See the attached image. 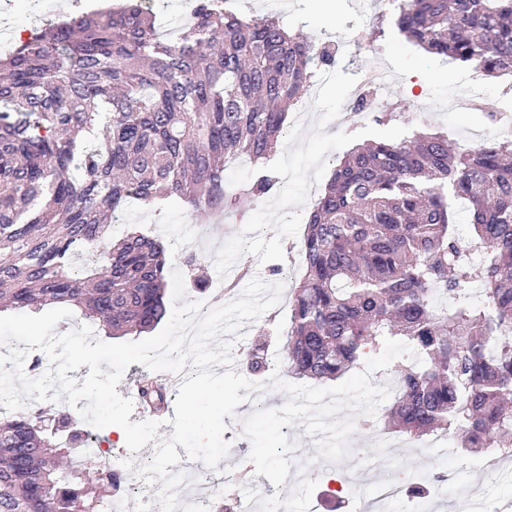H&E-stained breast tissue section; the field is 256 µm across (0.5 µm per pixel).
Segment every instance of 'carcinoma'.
Here are the masks:
<instances>
[{"label": "carcinoma", "mask_w": 512, "mask_h": 512, "mask_svg": "<svg viewBox=\"0 0 512 512\" xmlns=\"http://www.w3.org/2000/svg\"><path fill=\"white\" fill-rule=\"evenodd\" d=\"M227 0H196L174 40L141 0L49 24L0 57V310L65 304L122 337L167 315L164 245L109 219L131 201L178 198L194 213L246 219L244 199L280 185L269 164L288 112L331 45L254 18ZM400 34L429 55L487 77L512 74V0H409ZM356 145L312 204L302 277L280 323L288 373L335 381L397 337L413 348L381 415L412 438L451 429L467 455L512 445V137L458 149L444 131ZM248 156V183H226ZM468 205L463 240L455 206ZM93 254L76 270L79 251ZM483 300L471 301L474 291ZM150 408L164 386L139 383ZM45 406L0 422V512H104L109 488L74 449L94 436ZM441 474L414 477L424 498Z\"/></svg>", "instance_id": "obj_1"}]
</instances>
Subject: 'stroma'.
Segmentation results:
<instances>
[{"instance_id": "obj_1", "label": "stroma", "mask_w": 512, "mask_h": 512, "mask_svg": "<svg viewBox=\"0 0 512 512\" xmlns=\"http://www.w3.org/2000/svg\"><path fill=\"white\" fill-rule=\"evenodd\" d=\"M238 9L254 17L270 13L286 16L291 26L320 41L339 40L350 29H370L382 24L386 36L380 42L366 41L361 49L351 51L334 65L323 67L317 82L302 99V108L289 113L285 132L271 159L281 177L279 191L259 201L245 200L247 221L232 217L193 215L180 203L168 204L162 213H154L140 205H132L120 216L115 234L138 230L160 240L167 249L171 267L180 269L189 299L205 297L209 304L229 301L228 293L212 290L217 281L235 283L244 288L247 278L260 277L282 287V298H289L301 277L300 257L294 247L299 244L314 198L313 191L322 190L336 164L355 144L368 140L401 138L405 127L379 125L362 121L347 111L345 103L361 72L373 64L383 66L390 76V89L382 97L379 111L412 106L418 112L417 125L429 131H447L459 144H472L495 137L488 119L499 101L501 81L488 79L487 91L476 107L454 112L448 98L465 86L464 64L449 58H433L408 42L394 28L392 17H380L378 10L362 14L357 0H334L332 11L321 8L320 0H237ZM420 78L428 97H415L411 91L413 78ZM200 235L194 247L200 253L197 265L184 266L180 252L186 244L189 228ZM244 337L234 347L235 372L245 373L244 357L254 348H261L271 371L285 374V352L282 338L272 313L258 321L245 324ZM287 400L284 393L273 390L264 394L260 405L246 402L237 407L236 419L228 420L224 440L232 444L228 458L221 465L224 472L238 473V480L216 482L212 502L241 498L249 487L265 496L288 494V486L274 488L269 479L256 474L249 461L250 443L242 434L241 419L254 408H277ZM289 439L301 450V459L309 460L308 478L317 480L314 498L323 499L321 490L328 479L350 475L356 484L368 485L375 470H388L403 481L415 475L442 470L447 481L438 486L428 504L434 512H454L461 499H469L474 507L489 501L497 502L501 512H512V463L501 471L484 473L479 456H461L452 433L424 436L414 447L403 445L400 433L380 430L367 435L355 431L350 445L363 449L358 465L348 467L315 461L313 439L303 427L288 429ZM393 445V453L376 454L381 442Z\"/></svg>"}]
</instances>
